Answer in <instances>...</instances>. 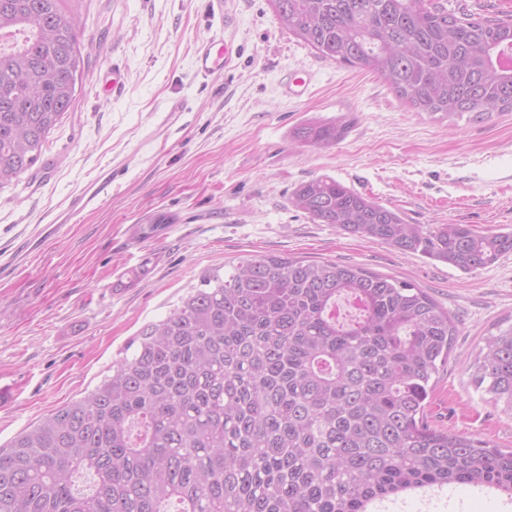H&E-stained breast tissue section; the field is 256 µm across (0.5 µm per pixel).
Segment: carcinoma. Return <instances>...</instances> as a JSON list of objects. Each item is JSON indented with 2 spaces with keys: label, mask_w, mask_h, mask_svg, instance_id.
<instances>
[{
  "label": "carcinoma",
  "mask_w": 512,
  "mask_h": 512,
  "mask_svg": "<svg viewBox=\"0 0 512 512\" xmlns=\"http://www.w3.org/2000/svg\"><path fill=\"white\" fill-rule=\"evenodd\" d=\"M63 0H0V188L39 160L83 57ZM325 58L367 69L452 124L512 112V19L441 0H271ZM343 116L302 142L343 140ZM293 205L320 224L471 272L512 233L409 224L328 176ZM454 318L424 290L356 266L263 255L212 271L94 390L0 447V512H368L416 488L512 497V450L431 426ZM477 388L512 413V324L485 337ZM93 475L83 493L73 476Z\"/></svg>",
  "instance_id": "1"
}]
</instances>
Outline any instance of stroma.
<instances>
[{"label": "stroma", "mask_w": 512, "mask_h": 512, "mask_svg": "<svg viewBox=\"0 0 512 512\" xmlns=\"http://www.w3.org/2000/svg\"><path fill=\"white\" fill-rule=\"evenodd\" d=\"M84 71L77 99L42 160L0 188V445L84 397L128 343L167 316L202 276L261 255L333 261L406 281L458 320L429 399L432 426L512 448V414L478 391L472 363L485 335L512 324V254L465 273L422 254L315 223L290 202L330 176L411 224L512 232V113L448 125L404 104L378 75L316 53L277 20L269 0H65ZM238 49L216 78L195 68L197 43ZM119 72L117 91L102 79ZM309 80L286 94L289 75ZM179 99L186 111L171 112ZM345 116L329 148L295 131ZM112 190L26 260L44 227L103 168ZM169 216L150 237L142 227ZM150 264L127 288L113 279ZM371 512H512L498 490L432 486L375 502Z\"/></svg>", "instance_id": "1"}]
</instances>
